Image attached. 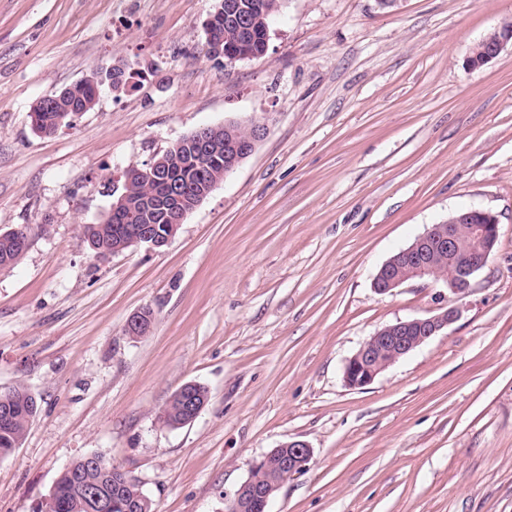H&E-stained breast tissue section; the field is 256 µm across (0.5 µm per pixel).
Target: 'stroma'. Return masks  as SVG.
<instances>
[{"mask_svg": "<svg viewBox=\"0 0 512 512\" xmlns=\"http://www.w3.org/2000/svg\"><path fill=\"white\" fill-rule=\"evenodd\" d=\"M264 56L209 55L216 0H0V229L29 226L0 269V391L38 413L0 458V512H43L60 472L98 453L156 512H224L254 459L313 450L269 512H512V51L475 43L512 0H281ZM132 92L44 136L39 99L113 64ZM258 121L252 154L171 242L107 259L84 228L112 188L206 127ZM500 236L463 300L380 266L450 213ZM460 315L368 386L343 368L382 327ZM153 310L146 337L124 334ZM210 398L164 427L173 392ZM153 315L148 314L147 309H140L132 313L125 325V335L129 338H139L147 336L153 326Z\"/></svg>", "mask_w": 512, "mask_h": 512, "instance_id": "1", "label": "stroma"}]
</instances>
